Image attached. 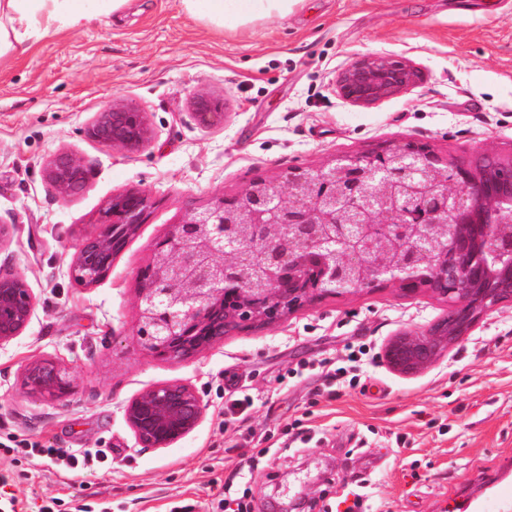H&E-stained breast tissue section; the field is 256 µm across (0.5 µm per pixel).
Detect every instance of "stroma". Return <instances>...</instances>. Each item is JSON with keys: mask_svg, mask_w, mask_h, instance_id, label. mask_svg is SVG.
<instances>
[{"mask_svg": "<svg viewBox=\"0 0 512 512\" xmlns=\"http://www.w3.org/2000/svg\"><path fill=\"white\" fill-rule=\"evenodd\" d=\"M390 54L420 81L369 107L342 101L340 72L356 58ZM204 89L224 114L203 126L192 95ZM128 101L150 141L125 151L95 141L96 113ZM416 138L466 161L484 146L512 148V0H303L285 18L219 30L179 0H135L119 15L43 38L0 58V217L17 230L0 270L22 274L37 304L23 334L0 349V474L17 512L58 499V512H224L213 482L268 447L246 482L253 512H347L358 486L369 512H481L499 482L512 483V306L483 318L434 366L412 376L385 364V344L448 311L428 292L393 285L325 298L262 329L225 337L178 361L142 350L134 334L139 274L190 211L232 196L253 177L317 166L334 154ZM88 169L84 189L61 200L44 167L58 149ZM145 191L138 233L93 288L69 266L82 236L100 229L113 194ZM367 343L375 356L356 387L320 395L301 364ZM51 360L69 376L46 401L24 384L25 366ZM236 379L253 405L224 420ZM191 384L206 414L163 449L137 447L124 406L143 390ZM300 428L310 443L288 444ZM102 448L91 469L60 470L15 444Z\"/></svg>", "mask_w": 512, "mask_h": 512, "instance_id": "1", "label": "stroma"}]
</instances>
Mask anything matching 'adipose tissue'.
I'll return each instance as SVG.
<instances>
[{"label":"adipose tissue","mask_w":512,"mask_h":512,"mask_svg":"<svg viewBox=\"0 0 512 512\" xmlns=\"http://www.w3.org/2000/svg\"><path fill=\"white\" fill-rule=\"evenodd\" d=\"M130 0H0V56L48 35L83 28L125 10ZM198 20L233 30L269 18L287 17L300 0H180Z\"/></svg>","instance_id":"ef3b65f1"}]
</instances>
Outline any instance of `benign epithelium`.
<instances>
[{
  "label": "benign epithelium",
  "mask_w": 512,
  "mask_h": 512,
  "mask_svg": "<svg viewBox=\"0 0 512 512\" xmlns=\"http://www.w3.org/2000/svg\"><path fill=\"white\" fill-rule=\"evenodd\" d=\"M418 78L400 59L366 56L339 74L337 89L343 100L370 106ZM193 104L199 124L224 120L207 93H197ZM90 135L136 151L150 130L136 105L116 103L97 113ZM46 177L68 199L85 187L88 171L61 148ZM149 207L142 191L113 195L100 215L103 230L77 244L72 280L84 288L104 281ZM383 283L448 303V313L426 330L403 332L386 345L385 362L404 375L435 365L484 316L512 305V149L486 148L459 162L404 139L334 155L317 167L295 166L280 179L256 177L233 196L218 195L153 250L139 277L135 336L151 354L189 360L324 297ZM35 308L25 277L0 272V348L22 335ZM24 381L49 400L67 386L49 360L30 363ZM205 412L195 388L180 382L148 388L124 407L135 443L145 449L177 443Z\"/></svg>",
  "instance_id": "benign-epithelium-1"
}]
</instances>
